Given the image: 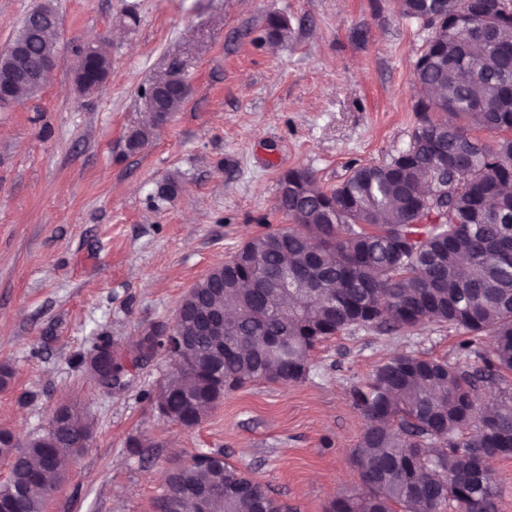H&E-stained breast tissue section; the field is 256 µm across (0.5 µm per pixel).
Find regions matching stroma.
<instances>
[{"instance_id":"obj_1","label":"stroma","mask_w":512,"mask_h":512,"mask_svg":"<svg viewBox=\"0 0 512 512\" xmlns=\"http://www.w3.org/2000/svg\"><path fill=\"white\" fill-rule=\"evenodd\" d=\"M49 1L60 19L51 79L0 109V363L14 370L0 429L34 437L72 404L91 430L44 512H155L164 474L199 451L223 452L283 512H325L360 482L352 386L400 353L461 362L462 332L357 328L319 346L304 381L248 384L189 429L157 409L160 358L112 389L79 358L102 338L124 352L170 325L210 269L291 226L275 209L287 171L331 190L405 149L429 31L397 0ZM273 14L287 17V41L268 39ZM91 40L111 70L85 96L73 67ZM172 78L189 87L180 111L129 152L128 135L151 124L146 90Z\"/></svg>"}]
</instances>
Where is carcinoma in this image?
Instances as JSON below:
<instances>
[{
	"mask_svg": "<svg viewBox=\"0 0 512 512\" xmlns=\"http://www.w3.org/2000/svg\"><path fill=\"white\" fill-rule=\"evenodd\" d=\"M464 0H398L399 14L432 30L416 65L415 111L435 112L387 163L350 170L330 191L307 169L278 181L276 208L295 226L260 233L185 294L173 350L152 331L136 347L172 365L158 398L165 418L198 425L224 398L250 382L298 383L322 342L360 327L386 331L422 322L461 329V348L477 366L416 354L387 359L351 389L364 429L351 463L361 486L334 498L326 512H495L497 484L485 468L512 456V387L479 413L481 386L512 372V0H475L479 18L461 14ZM28 13L15 39L30 67L52 44L49 4ZM492 22L491 37L473 28ZM268 36L286 41L281 16ZM488 132L487 140L481 133ZM286 270L297 288H273ZM235 312L224 345L201 331L209 307ZM482 336L489 350L476 349ZM55 430L21 445L0 429L9 473L0 507L44 512L47 495L68 477L90 430L81 415L58 408ZM197 453L170 470L160 512H183L207 497L208 512H282L271 490L230 462Z\"/></svg>",
	"mask_w": 512,
	"mask_h": 512,
	"instance_id": "obj_1",
	"label": "carcinoma"
}]
</instances>
